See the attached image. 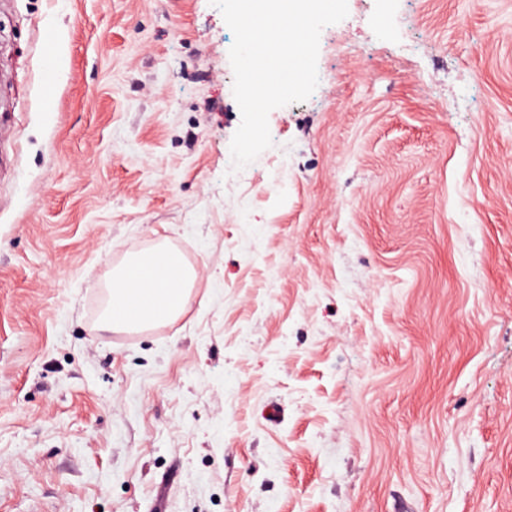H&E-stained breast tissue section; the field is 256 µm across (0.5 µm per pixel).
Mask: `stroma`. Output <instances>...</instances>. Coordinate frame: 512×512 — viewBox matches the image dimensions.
Listing matches in <instances>:
<instances>
[{
    "label": "stroma",
    "mask_w": 512,
    "mask_h": 512,
    "mask_svg": "<svg viewBox=\"0 0 512 512\" xmlns=\"http://www.w3.org/2000/svg\"><path fill=\"white\" fill-rule=\"evenodd\" d=\"M348 10L236 171L209 0H0V512H512V0ZM133 266L141 271L138 279L127 274ZM191 278L174 253L155 251L131 258L113 274L106 324L138 327L175 319L185 305Z\"/></svg>",
    "instance_id": "obj_1"
}]
</instances>
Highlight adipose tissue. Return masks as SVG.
Instances as JSON below:
<instances>
[{
    "label": "adipose tissue",
    "mask_w": 512,
    "mask_h": 512,
    "mask_svg": "<svg viewBox=\"0 0 512 512\" xmlns=\"http://www.w3.org/2000/svg\"><path fill=\"white\" fill-rule=\"evenodd\" d=\"M130 264L141 276L130 278L123 268L114 273L106 324L138 327L175 319L185 305L191 281L179 256L155 251L131 258Z\"/></svg>",
    "instance_id": "1"
}]
</instances>
